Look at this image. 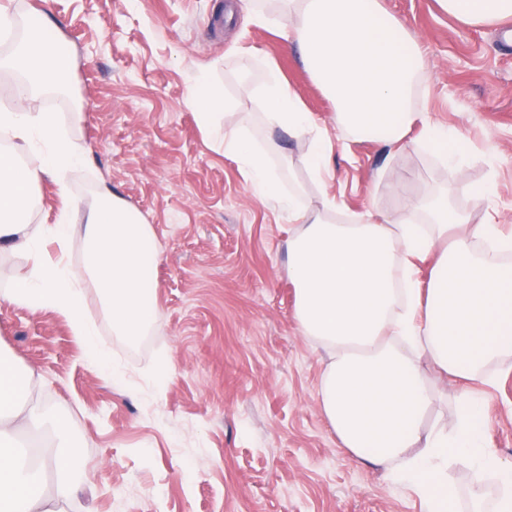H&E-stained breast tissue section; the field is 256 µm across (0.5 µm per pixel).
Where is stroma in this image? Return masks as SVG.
Instances as JSON below:
<instances>
[{
    "label": "stroma",
    "instance_id": "1",
    "mask_svg": "<svg viewBox=\"0 0 512 512\" xmlns=\"http://www.w3.org/2000/svg\"><path fill=\"white\" fill-rule=\"evenodd\" d=\"M421 37L432 124L462 136V166L431 151L350 143L333 101L288 42L286 21L256 23L267 0H0L68 64L69 88L26 104L57 113L84 162L69 174L75 223L108 186L151 225L157 320L138 341L112 331L95 288L87 316L112 366L104 371L49 311L5 297L24 259L0 250V353L33 373L30 404L65 415L83 467L63 512H424L385 471L352 460L315 398L327 355L295 319L286 212L251 198L245 172L215 150L191 103L207 77L232 112H255L256 88L277 67L334 145L335 178L313 183L307 140L278 136L269 153L284 191L343 214L391 218L411 198L448 192L481 223L468 188L490 185L489 206L512 225V22L469 27L437 0H383ZM484 403L489 448L512 465V366L472 384ZM456 512L470 491L495 498L491 476L448 471Z\"/></svg>",
    "mask_w": 512,
    "mask_h": 512
}]
</instances>
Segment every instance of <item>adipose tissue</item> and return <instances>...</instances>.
Instances as JSON below:
<instances>
[{"mask_svg":"<svg viewBox=\"0 0 512 512\" xmlns=\"http://www.w3.org/2000/svg\"><path fill=\"white\" fill-rule=\"evenodd\" d=\"M467 25L496 28L512 20V0H439ZM300 60L334 102V122L352 141H373L389 150L408 144L420 130L421 147L453 164L467 154L464 142L432 125L418 109L425 72L419 38L382 0H280ZM27 24L23 39L0 57V69L23 74L22 99L68 86L65 63L56 61L42 31ZM263 110L216 117L220 101L206 83L192 99L213 146L233 157L249 177L254 198L287 211L297 230L288 240V273L295 288L299 329L321 345L329 361L317 407L351 459L385 470L413 488L426 512H450L447 473L459 460L494 472L505 489L495 512H512V465L503 464L486 441L484 406L468 391L455 397L452 427L426 426L433 404L445 397L443 381L487 382L512 357V233L494 213L474 224L447 194L409 201L427 216L409 213L382 223L372 214L340 223L336 203L300 209L284 195L254 122L268 131L310 141L307 166L316 181L330 174V145L297 94L275 69L260 90ZM0 130L13 140L0 152V245L26 258L10 301L65 318L88 354L102 359L86 317L87 287L97 288L113 331L137 340L156 320L154 236L141 215L101 188L85 223L73 224L68 173L80 164L76 150L52 112L0 113ZM28 162H21V155ZM53 177L61 208L55 224L30 221L35 192ZM82 234L80 267L51 258L42 243L66 251ZM432 258L426 283L417 263ZM34 384L0 355V512H54L72 491L70 473L79 462L66 416L26 410ZM49 434L37 465L23 467L5 445L19 424ZM57 475L46 483V469Z\"/></svg>","mask_w":512,"mask_h":512,"instance_id":"adipose-tissue-1","label":"adipose tissue"}]
</instances>
